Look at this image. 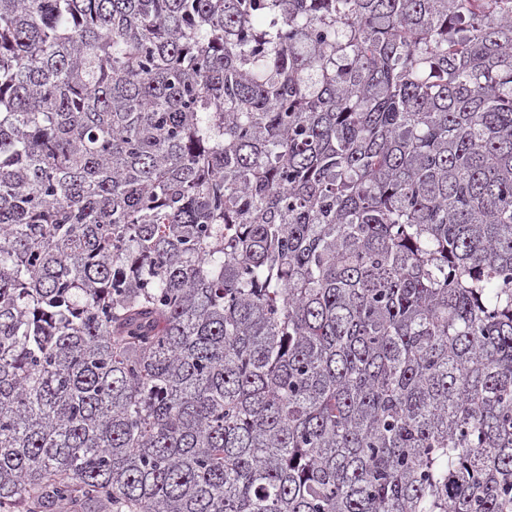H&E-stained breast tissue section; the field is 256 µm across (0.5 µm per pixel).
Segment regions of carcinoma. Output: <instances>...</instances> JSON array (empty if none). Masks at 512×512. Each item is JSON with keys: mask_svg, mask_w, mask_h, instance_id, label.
I'll return each mask as SVG.
<instances>
[{"mask_svg": "<svg viewBox=\"0 0 512 512\" xmlns=\"http://www.w3.org/2000/svg\"><path fill=\"white\" fill-rule=\"evenodd\" d=\"M512 512V0H0V512Z\"/></svg>", "mask_w": 512, "mask_h": 512, "instance_id": "obj_1", "label": "carcinoma"}]
</instances>
